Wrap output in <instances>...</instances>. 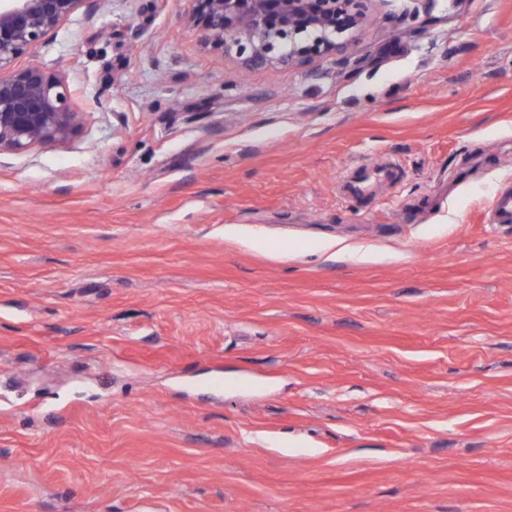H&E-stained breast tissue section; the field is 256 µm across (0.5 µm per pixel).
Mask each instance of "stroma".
Segmentation results:
<instances>
[{"label": "stroma", "mask_w": 512, "mask_h": 512, "mask_svg": "<svg viewBox=\"0 0 512 512\" xmlns=\"http://www.w3.org/2000/svg\"><path fill=\"white\" fill-rule=\"evenodd\" d=\"M191 10L13 62L84 123L0 154V512H512V0H371L310 67ZM489 224H512V190L495 193L488 212Z\"/></svg>", "instance_id": "obj_1"}]
</instances>
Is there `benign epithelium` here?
I'll return each mask as SVG.
<instances>
[{"label":"benign epithelium","instance_id":"benign-epithelium-1","mask_svg":"<svg viewBox=\"0 0 512 512\" xmlns=\"http://www.w3.org/2000/svg\"><path fill=\"white\" fill-rule=\"evenodd\" d=\"M90 0H0V153L63 144L83 123L62 77L37 66L15 70L32 49ZM191 22L203 19L211 46L249 66L307 65L346 52L371 0H192Z\"/></svg>","mask_w":512,"mask_h":512}]
</instances>
